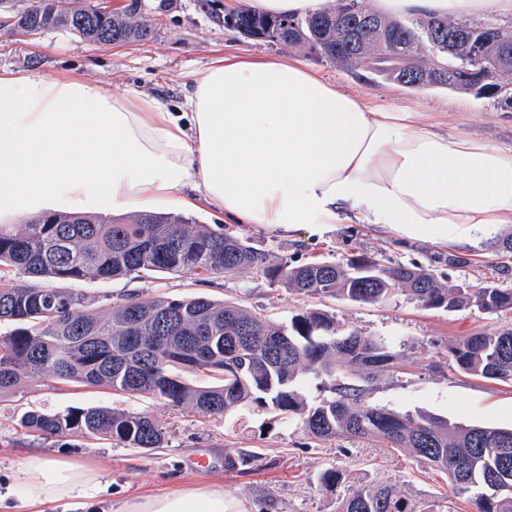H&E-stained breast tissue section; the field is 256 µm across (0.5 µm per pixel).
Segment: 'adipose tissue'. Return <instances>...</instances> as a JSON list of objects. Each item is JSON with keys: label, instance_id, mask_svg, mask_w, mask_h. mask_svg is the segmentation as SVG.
Here are the masks:
<instances>
[{"label": "adipose tissue", "instance_id": "adipose-tissue-1", "mask_svg": "<svg viewBox=\"0 0 512 512\" xmlns=\"http://www.w3.org/2000/svg\"><path fill=\"white\" fill-rule=\"evenodd\" d=\"M391 16L512 12V0H375ZM205 206L292 233L370 224L474 245L512 228V147L440 132L419 112L344 92L285 56H219L180 111L85 76L0 73V224L50 209L108 215ZM98 467L28 456L0 510L61 512L101 491ZM120 512H239L223 490L136 498Z\"/></svg>", "mask_w": 512, "mask_h": 512}]
</instances>
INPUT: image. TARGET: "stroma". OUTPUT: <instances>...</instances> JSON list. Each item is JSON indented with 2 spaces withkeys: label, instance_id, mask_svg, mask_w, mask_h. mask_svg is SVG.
I'll use <instances>...</instances> for the list:
<instances>
[{
  "label": "stroma",
  "instance_id": "stroma-1",
  "mask_svg": "<svg viewBox=\"0 0 512 512\" xmlns=\"http://www.w3.org/2000/svg\"><path fill=\"white\" fill-rule=\"evenodd\" d=\"M231 4L232 0H173L172 8L158 16L150 41L122 46H96L57 31L0 30V71L45 76L74 71L116 92L137 87L173 108L184 98L186 76L204 71L215 56H288L344 89L425 113L443 132L495 146L512 145V110L470 94L413 92L380 78L365 84L301 49L225 29L224 11ZM168 211L185 214L196 224L223 225L225 231L250 238L272 259H284L294 266L368 254L385 265L432 268L441 280L464 287L490 281L512 287V269L500 267L501 239L497 236L475 246L452 248L405 240L369 224H327L288 235L261 224H232L223 215L204 209L184 212L172 205ZM451 253L463 257L464 265L448 266L445 259ZM77 287L92 308L102 312L133 292L143 299L201 295L233 301L276 323L319 308L345 328L386 338L401 358V367L371 391L370 403L402 412L423 411L462 424L512 428V382L471 376L448 364L449 347L474 333L512 328V312L474 307L452 312L427 309L401 291L378 304L312 298L271 283L255 269L207 278L161 273L139 281L84 280ZM91 406L151 415L166 429L163 446L129 448L73 432L46 439L19 425L23 414L32 409L52 415ZM228 448L255 454L249 472L225 470ZM29 455L61 456L100 467L107 490L91 505L71 507L67 512H118L129 499L206 485L223 488L225 498L237 503L241 512H336L348 487L370 481L390 483L404 497L435 512H473L466 499L453 494L444 475L373 440L319 442L300 421H285L255 406L225 417H201L159 399L52 378L29 379L0 394V487L8 483L12 466ZM198 459L205 461L204 470L192 469V461ZM330 468L342 471L345 480L326 488L319 476Z\"/></svg>",
  "mask_w": 512,
  "mask_h": 512
}]
</instances>
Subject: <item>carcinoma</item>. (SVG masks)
Listing matches in <instances>:
<instances>
[{
	"mask_svg": "<svg viewBox=\"0 0 512 512\" xmlns=\"http://www.w3.org/2000/svg\"><path fill=\"white\" fill-rule=\"evenodd\" d=\"M147 6L124 0L102 13L92 0H30L7 9L13 30L61 31L96 45L150 39ZM224 28L300 48L353 74L380 77L411 91L446 89L496 105L512 98V61L499 63L512 26L446 15L388 18L368 0H334L304 17L261 15L241 4ZM27 280L0 289V322L14 328L0 338V394L24 378L46 373L59 381L111 388L163 400L202 416H223L251 405L298 419L311 438L374 439L408 452L444 473L452 492L474 512H512V429L459 425L373 405L368 395L399 366L387 340L347 332L319 309L277 324L226 301L204 296L142 300L130 296L101 314L85 294L62 283L155 273L234 275L261 271L272 283L317 298L376 304L404 288L422 306L456 311L512 310V288L444 284L435 270L392 264L378 268L367 255L344 262L298 266L275 262L249 240L190 224L179 216L141 213L130 220L51 212L25 224H0V267ZM449 366L468 375L512 381V329L467 336L448 351ZM214 374L216 386L195 385L183 373ZM313 378L330 396L308 403L300 391ZM20 426L41 436L77 431L129 448H159L165 428L142 413L103 407L53 415L29 411ZM336 512H428L385 483L351 489Z\"/></svg>",
	"mask_w": 512,
	"mask_h": 512,
	"instance_id": "carcinoma-1",
	"label": "carcinoma"
}]
</instances>
